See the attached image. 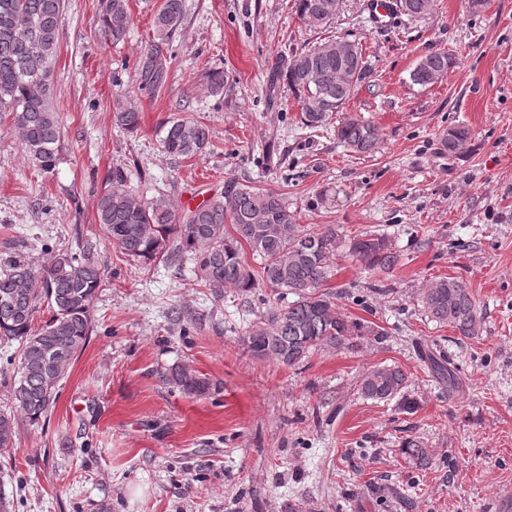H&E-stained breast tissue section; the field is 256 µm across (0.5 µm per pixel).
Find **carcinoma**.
<instances>
[{"label": "carcinoma", "mask_w": 512, "mask_h": 512, "mask_svg": "<svg viewBox=\"0 0 512 512\" xmlns=\"http://www.w3.org/2000/svg\"><path fill=\"white\" fill-rule=\"evenodd\" d=\"M426 0H396L395 11L407 16L427 13ZM64 0H0V112L10 118L21 137L28 160L40 172L54 171L60 161L63 129L51 93ZM297 11L308 23L320 26L336 15V0H297ZM185 0H161L153 19V37L137 68L139 87L161 92L168 82L172 56L168 45L181 26ZM128 0H105L100 16L104 38L118 44L130 26ZM349 53L336 54V40L305 50L287 60L280 77L301 107L302 124L319 128L343 111L355 89L367 79L368 68L358 44ZM456 64L445 51L422 57L410 73L415 85L426 87ZM114 122L127 131L140 125V112L116 105ZM338 140L357 153L373 150L378 128L370 121L346 117L336 127ZM471 133L464 125H450L441 144L448 155L464 154ZM162 152L191 158L210 143L209 128L196 119L177 117L164 126ZM97 197L98 223L109 241L128 257L145 261L163 257L179 263L194 261L195 273L215 296L224 289L249 292L263 281L285 290L296 300L271 305L245 330L244 342L257 358L272 359L287 367L303 364L315 352H343L379 342L384 330L350 318L333 297L320 291L329 277L331 256L341 248L371 271L387 272L399 261L393 241L379 233H366L345 242L330 227L310 231L295 223L282 197L261 188L229 180L224 194L180 214L163 198L145 200L124 187L127 174L115 167ZM231 224L228 233L225 224ZM248 245L260 258L259 270L243 260ZM93 244L79 251H54L40 267L17 253L0 272V340L21 345L18 385L13 388L19 416L0 414V448L13 444L17 420L40 423L53 407L57 389L66 378L76 354L92 331L91 311L102 285L101 272L91 258ZM422 306L434 321L452 327L460 336L481 335L484 316L468 288L455 279H442L423 291ZM50 317L35 324L42 305ZM433 372L458 385L456 368L440 351L430 354ZM169 384L189 397L213 390L207 378L181 366L167 374ZM409 374L396 365H375L359 378L358 392L365 398L387 402L399 398L412 411L416 401L407 395ZM404 452L420 463L429 455L417 437L402 442Z\"/></svg>", "instance_id": "1"}]
</instances>
